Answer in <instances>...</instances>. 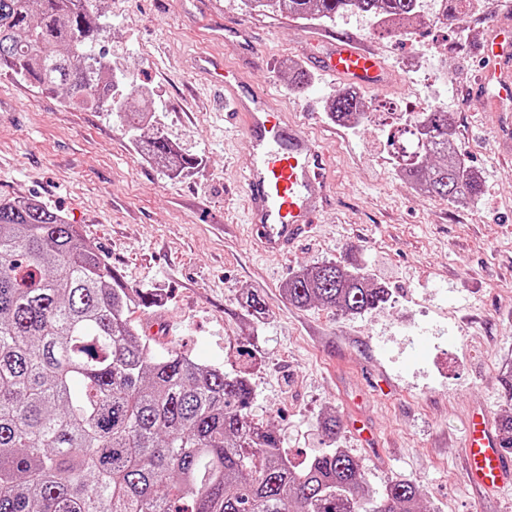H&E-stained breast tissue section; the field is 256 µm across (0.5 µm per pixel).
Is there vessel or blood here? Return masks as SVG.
I'll return each instance as SVG.
<instances>
[{
    "label": "vessel or blood",
    "instance_id": "obj_1",
    "mask_svg": "<svg viewBox=\"0 0 512 512\" xmlns=\"http://www.w3.org/2000/svg\"><path fill=\"white\" fill-rule=\"evenodd\" d=\"M481 58L466 104L479 112L507 111L512 107V25L500 22L490 29ZM311 63L363 88L382 89L390 82L375 51L348 35L326 41ZM196 66L223 87L224 121L241 128L250 142L242 185L250 240L267 257H287L331 201L329 156L302 123L271 111L264 91L223 56L199 55ZM463 461L464 478L473 489L488 494L512 489V455L501 448L484 410L468 416Z\"/></svg>",
    "mask_w": 512,
    "mask_h": 512
}]
</instances>
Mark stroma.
Instances as JSON below:
<instances>
[{
    "label": "stroma",
    "instance_id": "35a3bbf8",
    "mask_svg": "<svg viewBox=\"0 0 512 512\" xmlns=\"http://www.w3.org/2000/svg\"><path fill=\"white\" fill-rule=\"evenodd\" d=\"M100 8L114 73L152 98L145 135L163 134L194 165L169 177L142 156L117 112L66 105L63 92H38L2 71L0 198L37 197L76 224L127 287L157 289V306L133 309V324L161 325L157 353L248 373L257 415L295 462L344 448L374 491L393 480L418 484L423 512H512V497L484 503L471 491L459 448L468 406L496 418L512 408L502 383L512 361V134L502 133L500 113L469 111L462 97L504 0L446 20L438 0H422L431 24L385 36L362 13L322 22L249 11L242 0H101ZM215 16L250 31L265 56L205 43ZM337 34L374 47L391 82L363 90L365 122L338 127L326 143L332 207L290 256L269 261L246 240L236 162L249 142L225 126L193 60L206 47L222 53L249 71L271 108L327 126L344 82L314 69L310 91L297 94L283 70L306 66L314 37ZM398 106L414 117L435 106L451 113L461 159L483 181L477 204L416 192L396 175L387 134ZM324 260L385 283L389 302L362 316L290 305L289 277ZM250 291L269 307L257 323L245 308ZM329 411L343 423L334 440L320 427ZM357 412L377 447L353 437Z\"/></svg>",
    "mask_w": 512,
    "mask_h": 512
}]
</instances>
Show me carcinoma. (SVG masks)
<instances>
[{
    "label": "carcinoma",
    "mask_w": 512,
    "mask_h": 512,
    "mask_svg": "<svg viewBox=\"0 0 512 512\" xmlns=\"http://www.w3.org/2000/svg\"><path fill=\"white\" fill-rule=\"evenodd\" d=\"M476 0H440L441 16ZM252 11L331 21L365 13L382 30L419 23L420 0H244ZM106 16L95 0H0V70L40 91L66 88L65 103L100 107L114 99L112 68L99 41ZM288 88L312 80L288 68ZM142 108L148 93L126 82ZM339 125L357 127L368 105L357 92L329 106ZM147 154L171 174L191 161L156 133ZM400 175L422 193L474 203L482 180L462 163L447 112H423L387 139ZM297 308L320 305L364 315L390 299L368 274L335 261L300 270L286 283ZM148 289L125 287L78 227L32 198L0 199V512H414L420 491L389 482L379 494L343 448L302 467L283 438L253 413L242 372H225L171 350L155 353L129 320L156 305ZM249 315L267 311L246 297ZM512 453V413L496 421Z\"/></svg>",
    "instance_id": "cac0c4a2"
}]
</instances>
